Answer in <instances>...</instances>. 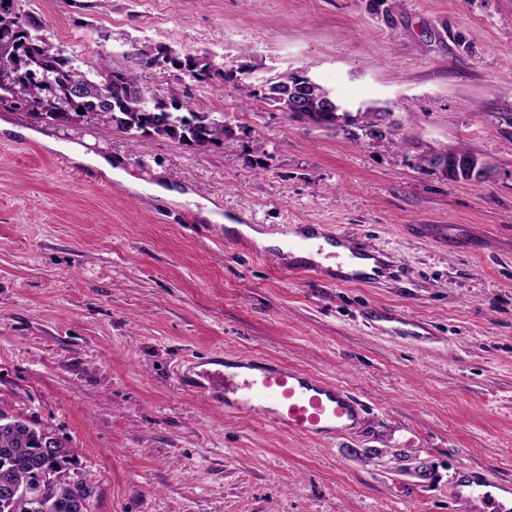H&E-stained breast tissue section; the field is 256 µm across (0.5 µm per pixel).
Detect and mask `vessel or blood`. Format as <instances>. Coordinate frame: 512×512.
Returning <instances> with one entry per match:
<instances>
[{"label": "vessel or blood", "instance_id": "vessel-or-blood-1", "mask_svg": "<svg viewBox=\"0 0 512 512\" xmlns=\"http://www.w3.org/2000/svg\"><path fill=\"white\" fill-rule=\"evenodd\" d=\"M302 239H324L335 249L336 267L302 262L293 255L276 253L278 263L336 285L366 282L372 275L358 269L343 271L349 260H374L377 267H393V256L359 247L341 232L319 224L299 227ZM371 321L385 322L394 337L424 345L434 339L429 325L397 311L373 310ZM182 386L197 390L211 401L240 412L258 415L304 440L329 442L353 433L365 414L364 402L351 390L301 369L267 359L239 356L220 368H203L180 375ZM449 497L463 512H512V482L495 480L474 467H459L449 485Z\"/></svg>", "mask_w": 512, "mask_h": 512}]
</instances>
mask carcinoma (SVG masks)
Returning a JSON list of instances; mask_svg holds the SVG:
<instances>
[{
    "label": "carcinoma",
    "instance_id": "cac0c4a2",
    "mask_svg": "<svg viewBox=\"0 0 512 512\" xmlns=\"http://www.w3.org/2000/svg\"><path fill=\"white\" fill-rule=\"evenodd\" d=\"M18 2L0 0V104L48 125L101 122L132 138L156 135L197 150L224 142L226 122L202 108L169 101L141 81L140 72L169 65L206 83L208 75L196 66V56H173L160 46V56L151 57L133 46L127 53L131 66L103 63L89 77L40 37L43 20L21 16ZM74 73L84 76L80 95L71 83ZM218 74L217 80L232 84L241 100L261 98L282 112L308 94L310 76L304 71L282 72L261 84L247 80L241 70L224 68ZM79 108L83 113H77ZM343 116L359 128L372 127L380 111L359 109ZM52 437L46 428L0 411V486L18 485L23 491L16 499L0 502V512H90L91 490L70 474L74 451L62 441L54 450L46 448Z\"/></svg>",
    "mask_w": 512,
    "mask_h": 512
}]
</instances>
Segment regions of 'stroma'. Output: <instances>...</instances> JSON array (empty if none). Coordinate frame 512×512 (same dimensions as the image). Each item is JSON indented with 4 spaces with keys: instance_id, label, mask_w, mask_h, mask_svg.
Listing matches in <instances>:
<instances>
[{
    "instance_id": "1",
    "label": "stroma",
    "mask_w": 512,
    "mask_h": 512,
    "mask_svg": "<svg viewBox=\"0 0 512 512\" xmlns=\"http://www.w3.org/2000/svg\"><path fill=\"white\" fill-rule=\"evenodd\" d=\"M46 42L94 73L131 46L206 54L250 77L301 70L393 113L405 149L290 118L232 85L143 72L232 130L199 151L0 105V409L75 450L91 512H460V466L512 481V0H21ZM118 160L183 201L131 191L47 140ZM465 147L491 181L417 169ZM210 202L216 220L202 218ZM324 224L394 256L336 286L289 271L223 219ZM432 326L417 346L364 324ZM282 362L366 404L356 433L300 440L181 388L211 355ZM430 470L415 473L417 462ZM368 320L371 325L374 322L389 323V331L395 338L410 340L417 344H428L435 338L429 325L419 320L408 318L398 311L373 309Z\"/></svg>"
}]
</instances>
